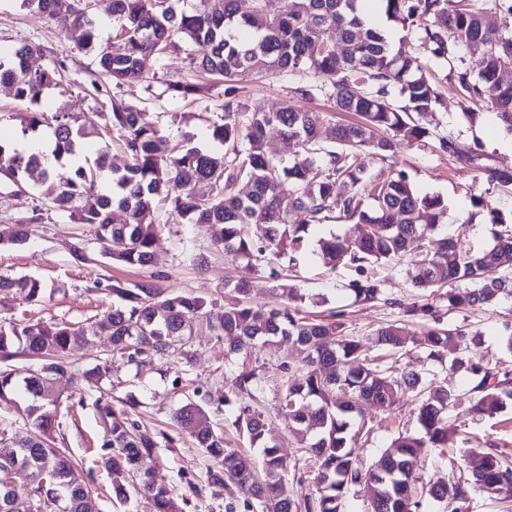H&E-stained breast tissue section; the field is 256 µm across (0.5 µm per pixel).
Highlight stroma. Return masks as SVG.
I'll return each instance as SVG.
<instances>
[{"label":"stroma","instance_id":"1","mask_svg":"<svg viewBox=\"0 0 512 512\" xmlns=\"http://www.w3.org/2000/svg\"><path fill=\"white\" fill-rule=\"evenodd\" d=\"M80 39V31H61L40 15L21 9L18 0H0V52L32 44L40 49L30 60L32 68L59 58L65 62L62 84L47 92L44 112L62 107L89 116L110 111L113 101L121 100L137 105L159 126L167 138L164 150H175L184 144L212 146L209 124L223 113V85L212 86L207 97L199 100L171 96L166 91L167 83L179 80L186 73L187 61L180 54L161 61L148 58L144 62L143 80L114 86L109 94L95 96L89 94L88 87L97 77L96 64L79 50ZM292 84V77L286 75L247 79L243 82L244 95L253 109L296 103L301 109L335 116L333 104L326 96L295 102L290 93ZM441 92L442 104L435 114L436 123L466 144L480 143L478 154L465 162L435 152L423 143L402 141L389 161L366 156V173L374 176L392 165L404 169L419 193L438 195L445 200L446 227L461 229L464 245L483 248L493 242L494 215L512 216V184L488 183L484 174L488 167L512 173V136L502 130L492 108H484L470 123L462 115L464 106L453 84H443ZM46 191V185L38 177H30L20 186L0 174V229L24 216L26 199L42 196ZM475 196L482 197L481 205L472 204ZM154 216L159 225L158 240L153 264L147 271L110 264L101 257L100 245L90 226L71 223L68 217L54 211L44 212L42 221L31 226L25 243L0 241V275L34 276L51 290L50 295L38 302L18 296L0 302V324L93 321L112 306L111 296L94 291L95 282L112 277L135 282L149 272L161 276V285L167 293L188 292L223 302L224 280L238 274V263L213 249L211 231L182 222L172 214L167 203H156ZM75 244L89 255V262L81 263L73 258L71 247ZM188 248L205 252L206 266L187 261L183 252ZM298 261L296 288L318 300L319 312L343 311L345 331L352 336L369 335L385 323L404 322L405 307L417 299V290L402 264L383 269L387 300L371 304L353 302L345 290L346 274L326 270L314 252L301 254ZM452 320L455 325L481 332L477 357L482 365L512 369V349L507 346L508 338L512 337V298L501 299L490 307L454 313ZM189 354L186 360L175 355L158 358L142 368L112 355L110 376L99 385L78 389L59 381L58 390L69 413L62 420L57 443L77 461L99 512H156L151 497L133 494L121 501L112 495V477L101 463L103 429L95 407L100 398L110 401L116 411L140 430L155 435L158 446L153 453L152 478L171 492L182 512H226L228 499L239 503L252 501L253 493L246 486L236 487L233 496L225 495L223 487L215 481L222 473L219 460L198 447L189 428L174 419L176 410L187 400L200 399L209 391L233 392L232 368L242 364L262 367L263 391L257 404L269 415L280 438L279 453L286 463L287 493L299 498L315 494L316 465L298 447L290 434L287 414L278 409L280 364L286 361L295 367L302 366L304 352L292 348L276 353L256 347L229 362L224 358L223 339L201 330L193 336ZM448 382L458 395L456 412L451 417L454 428L448 435L447 446L424 448L419 453L417 475L426 486L447 482L455 466L471 459L473 446L512 455V407L491 419L470 414L474 397L468 375L451 374ZM131 395L137 400L133 407L126 404ZM373 425L371 440L363 450L369 459L390 447L399 433L415 431L414 401L405 399L391 412L374 414Z\"/></svg>","mask_w":512,"mask_h":512}]
</instances>
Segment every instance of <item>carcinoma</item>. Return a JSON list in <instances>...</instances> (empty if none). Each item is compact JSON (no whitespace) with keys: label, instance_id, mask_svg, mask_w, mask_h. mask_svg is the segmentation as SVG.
Listing matches in <instances>:
<instances>
[{"label":"carcinoma","instance_id":"obj_1","mask_svg":"<svg viewBox=\"0 0 512 512\" xmlns=\"http://www.w3.org/2000/svg\"><path fill=\"white\" fill-rule=\"evenodd\" d=\"M105 2L116 27L115 43L103 41L97 20L80 0H20V6L62 29H81L80 49L94 57L99 75L117 85L144 78L143 62L152 55L185 54L186 76L166 87L175 96L203 98L209 87L195 81L197 74L221 77L224 114L212 123L211 137L225 150L189 147L165 155L159 127L137 107L116 101L112 111L96 112L82 122L62 108L48 118L37 106L48 90L60 85L62 62L31 69L28 60L39 51L33 45L0 53V83L9 84L14 97L30 106L15 115L21 134L47 129L54 160L51 165L42 153L0 140V173L19 183L36 172L42 181L58 184L57 192L31 207L25 223L8 228L0 240L26 241L29 225L42 219V211L54 210L92 226L102 257L145 268L154 259V202L161 198L185 223L219 232L214 246L242 264L243 274L224 281L228 300L222 305L189 293L168 294L154 277L133 283L114 280L104 291L116 303L94 322L1 325L0 403L23 406L31 432L11 455L0 456V473L9 471L13 480L29 484V496L22 499L14 484L0 483V512H41L46 499L57 503L59 512H94L78 465L55 446L59 397L42 392L45 379L82 385L109 374L106 357H95L90 368H74L67 359L73 346L106 334L112 351L138 368L169 353L188 362V343L203 326L224 337L227 359L256 345L306 352L304 368L295 372L282 364L279 402L295 437L318 464L313 497L299 501L284 491V460L268 419L254 406L262 387L260 367L239 368L235 393L203 404L189 401L175 414L176 421L191 424L206 418V404L236 407L233 426L250 446L262 449L261 466L226 447L224 435L208 425L193 429L194 438L221 460L224 487L250 486L267 512H343L351 487L363 481L373 487L367 512H427L429 502L445 500L448 512H459L470 506L477 489L511 501L512 465L492 452L475 454L450 488L418 486L412 473L418 449L439 448L448 441L455 390L438 380L436 371L425 375L386 360L412 344L439 367L470 374L475 393L471 411L478 415L491 416L512 399V371L487 368L474 357L481 333L446 326L438 315L440 308L452 314L512 297V225L500 220L501 230L483 249L467 250L443 237L435 250L414 258L413 244L438 232L447 204L438 196L420 194L402 169L391 168L375 180L364 176L361 152L369 150L385 160L400 139H431L445 153L468 155L455 138L431 126L429 117L441 103V92L408 38L396 46L365 21L360 15L364 0H255L254 10L241 18L237 0H198L191 8L178 6L179 0ZM379 2L387 17L430 46L435 62L449 67L448 80L469 103L465 117L474 120L488 100L500 125L512 134V84L498 81L512 67V0ZM488 10L499 14L501 26L485 23ZM476 42L483 44V55L471 66L454 64L458 51ZM307 73L321 83H294L295 98L310 100L324 92L337 111L360 117L357 123L329 127L326 145L321 144L322 114L291 106L251 110L241 95L240 83L249 74ZM100 126L115 132L129 155L130 164L121 172L109 163L107 151L92 157L82 152L83 140ZM271 126L283 138L301 143L303 152L291 161L275 159L266 140ZM284 183L291 186L286 194ZM366 197L372 199L368 210ZM115 208L126 214L124 223H112ZM293 211L304 212L305 223H290ZM332 220L344 222L347 231L319 240L318 254L325 267L353 272L348 287L355 300L383 299L384 279L377 267L405 259L414 265L413 284L428 294L406 313L432 322L422 336L385 324L364 340L344 332L342 311L320 319L302 312L305 296L286 284L296 277L294 253L305 245L309 226ZM254 275L279 283V303L245 302ZM459 282L469 287H453ZM45 288L32 276L0 277L5 298L21 295L37 301ZM366 341L384 356L367 359ZM22 356L37 357L42 365L20 378L10 361ZM407 394L418 403L419 433L398 436L364 466L361 447L370 433L365 408L386 412ZM97 410L104 447L111 449L103 464L112 473L115 497L125 500L134 489L153 498L158 512H180L169 490L152 479L154 437L129 428L107 401L98 402Z\"/></svg>","mask_w":512,"mask_h":512}]
</instances>
